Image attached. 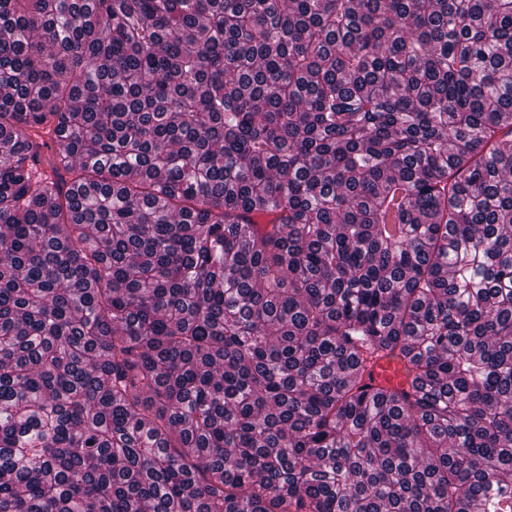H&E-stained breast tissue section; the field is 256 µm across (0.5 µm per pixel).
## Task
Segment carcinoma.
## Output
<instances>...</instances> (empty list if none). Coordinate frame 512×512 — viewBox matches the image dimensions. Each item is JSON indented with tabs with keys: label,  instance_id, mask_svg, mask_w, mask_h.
Listing matches in <instances>:
<instances>
[{
	"label": "carcinoma",
	"instance_id": "carcinoma-1",
	"mask_svg": "<svg viewBox=\"0 0 512 512\" xmlns=\"http://www.w3.org/2000/svg\"><path fill=\"white\" fill-rule=\"evenodd\" d=\"M0 512H512V0H0ZM369 373H371L370 383L374 387L388 386L402 389L406 385L404 366L394 359L385 358L375 362L365 375L367 382H369Z\"/></svg>",
	"mask_w": 512,
	"mask_h": 512
}]
</instances>
